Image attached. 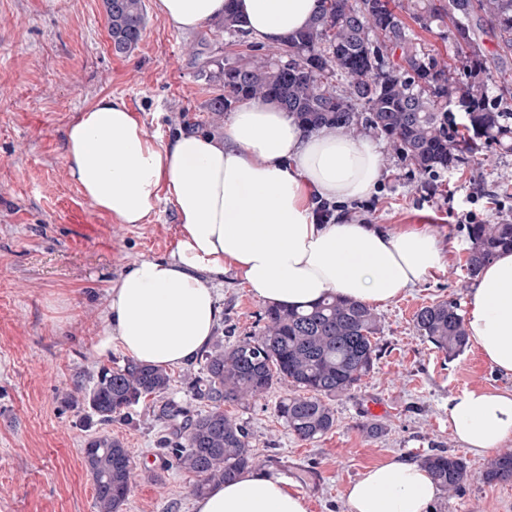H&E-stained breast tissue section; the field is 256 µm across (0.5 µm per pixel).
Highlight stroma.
Masks as SVG:
<instances>
[{
  "instance_id": "1",
  "label": "stroma",
  "mask_w": 512,
  "mask_h": 512,
  "mask_svg": "<svg viewBox=\"0 0 512 512\" xmlns=\"http://www.w3.org/2000/svg\"><path fill=\"white\" fill-rule=\"evenodd\" d=\"M143 0L145 27L129 54L113 53L103 0H0V512H95L93 483L83 464L85 442L99 427L78 404L101 368L122 366L120 347L95 348L104 327L107 289L127 269L170 255L180 227L172 204L160 201L148 223L121 224L94 209L72 183L64 160L67 125L98 98L123 99L148 136L165 141L185 131L220 134L205 112L217 86L197 78L186 44L205 52L274 54V47L209 28L183 32ZM383 174L375 193L352 204L374 224H433L459 249L435 273L377 314L381 355L374 373L336 398L335 428L300 441L275 413L288 393L275 386L246 405L225 404L249 430L260 468L293 483L309 512H348L345 491L364 471L394 456L419 459L444 451L465 458L471 480L440 493L432 512H512V483L487 484L489 459L456 441L449 400L475 387L510 388L474 347L447 359L416 332L413 315L441 300L466 304L468 245L463 209L478 223L512 218V151L483 149L475 162L421 182L382 145ZM219 294L224 307L216 336L258 331L265 306L234 270ZM149 397L108 430L129 448L133 489L121 512H193V474L178 469L159 446L170 431ZM389 410L380 437L359 428L368 403Z\"/></svg>"
}]
</instances>
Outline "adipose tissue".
I'll list each match as a JSON object with an SVG mask.
<instances>
[{
    "label": "adipose tissue",
    "instance_id": "1",
    "mask_svg": "<svg viewBox=\"0 0 512 512\" xmlns=\"http://www.w3.org/2000/svg\"><path fill=\"white\" fill-rule=\"evenodd\" d=\"M225 0H155L170 26L193 31L223 16ZM250 38L278 44L304 28L319 0H235ZM68 174L99 212L143 224L170 201L180 234L169 258L134 264L108 290L100 353L182 367L209 343L222 317L215 283L233 268L269 305L307 307L327 294L382 306L452 261L430 224H371L344 208L382 176L379 145L340 128L309 132L272 103L232 112L222 136L188 133L157 142L124 100L103 96L67 126ZM337 205L320 223L317 202ZM468 341L512 378V252L499 253L471 288ZM462 447L483 456L512 441V389L474 388L448 403ZM439 489L420 462L369 467L345 492L349 512H431ZM194 512H308L304 497L265 469L216 483Z\"/></svg>",
    "mask_w": 512,
    "mask_h": 512
}]
</instances>
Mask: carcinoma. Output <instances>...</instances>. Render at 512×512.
I'll use <instances>...</instances> for the list:
<instances>
[{
    "label": "carcinoma",
    "mask_w": 512,
    "mask_h": 512,
    "mask_svg": "<svg viewBox=\"0 0 512 512\" xmlns=\"http://www.w3.org/2000/svg\"><path fill=\"white\" fill-rule=\"evenodd\" d=\"M227 0L224 15L209 27L244 37L245 21ZM112 51L127 55L142 37L143 0H103ZM407 10L427 31L451 22L455 62H440L413 43L392 0H320L319 12L301 31L288 35L274 55L207 57L197 76L219 86L206 111L222 117L242 101L271 102L307 130L339 126L353 138L370 129L419 177H435L459 166L484 140L512 150V0H408ZM496 41L501 60L492 75L483 37ZM498 78L499 94L488 95ZM462 113L464 124L457 122ZM470 246L467 278L502 250H512V219L501 216L465 225ZM263 326L229 346L218 341L201 353L202 374L189 378L193 397L207 409L190 413L163 403L158 419L177 441L170 454L177 468L197 477L194 492L232 480L253 467L246 426L224 413V403L245 404L274 386L300 390L276 405L288 433L310 441L336 426L331 401L351 393L374 371L379 358L380 318L359 301L330 294L305 310L268 307ZM417 332L446 357L468 344L463 316L454 301L417 310ZM169 372L133 360L104 367L82 400L107 426L127 417L141 400L171 388ZM438 487L458 492L472 474L466 461L444 451L421 457ZM92 477L96 512H119L133 487L134 463L123 442L103 430L83 448ZM488 483L512 482V453L495 456L481 474Z\"/></svg>",
    "instance_id": "1"
}]
</instances>
